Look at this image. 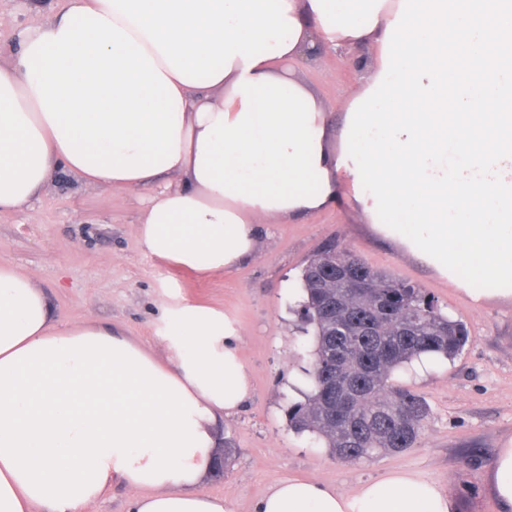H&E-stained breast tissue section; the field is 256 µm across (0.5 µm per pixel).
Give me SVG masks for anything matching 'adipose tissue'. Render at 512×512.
<instances>
[{
	"label": "adipose tissue",
	"instance_id": "obj_1",
	"mask_svg": "<svg viewBox=\"0 0 512 512\" xmlns=\"http://www.w3.org/2000/svg\"><path fill=\"white\" fill-rule=\"evenodd\" d=\"M0 66V211L64 172L134 191L142 250L204 275L254 257L259 225L347 206L473 305L512 299V0H66ZM361 44L370 77L334 131L313 49ZM495 276L500 288H473ZM155 353L89 318L60 326L0 266V512H234L203 489L250 394L241 331L165 289ZM485 486L512 512V437ZM255 512H457L392 470L345 494L279 481ZM132 492L122 485H114L100 500L92 504L87 512H124Z\"/></svg>",
	"mask_w": 512,
	"mask_h": 512
}]
</instances>
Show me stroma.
Returning a JSON list of instances; mask_svg holds the SVG:
<instances>
[{
    "label": "stroma",
    "instance_id": "1",
    "mask_svg": "<svg viewBox=\"0 0 512 512\" xmlns=\"http://www.w3.org/2000/svg\"><path fill=\"white\" fill-rule=\"evenodd\" d=\"M61 6L62 0H0V64L17 54L21 30L37 27ZM374 60L373 49L359 47L343 62L322 54L305 70L334 125H341L347 93L364 81ZM143 197L54 174L31 208L0 212V264L36 276L60 325L94 316L157 352L162 343L154 323L165 284L238 321L251 394L224 419L222 434L233 439L236 453L224 478L208 479L206 491L233 501L235 512H253L284 478L307 477L350 494L386 470L402 469L444 485L457 498L458 512H496L483 475L512 436V300L472 305L462 291L344 209L261 225L257 255L224 274L168 266L138 242L135 221ZM329 242L421 288L470 330L454 361L438 358L421 373L395 372V382L421 395L430 409L420 442L404 453L340 461L314 435L288 426L286 409L300 397L311 347L310 337L296 328L300 273Z\"/></svg>",
    "mask_w": 512,
    "mask_h": 512
}]
</instances>
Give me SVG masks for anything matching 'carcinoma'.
Listing matches in <instances>:
<instances>
[{"label": "carcinoma", "mask_w": 512, "mask_h": 512, "mask_svg": "<svg viewBox=\"0 0 512 512\" xmlns=\"http://www.w3.org/2000/svg\"><path fill=\"white\" fill-rule=\"evenodd\" d=\"M357 272L370 287H351ZM301 288L310 389L289 407V427L345 461L415 447L429 407L392 376L424 354L454 360L468 343L466 325L420 289L332 244L306 263Z\"/></svg>", "instance_id": "obj_1"}]
</instances>
